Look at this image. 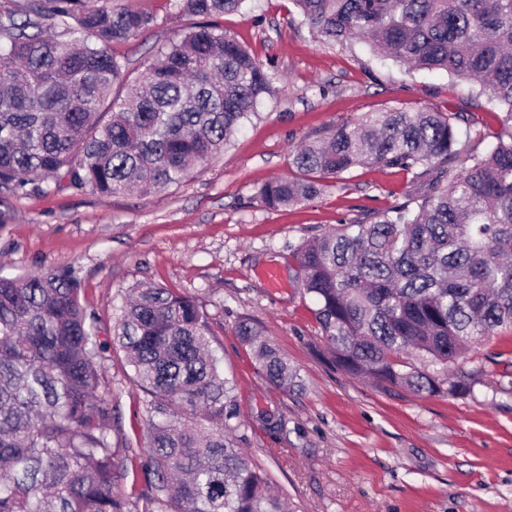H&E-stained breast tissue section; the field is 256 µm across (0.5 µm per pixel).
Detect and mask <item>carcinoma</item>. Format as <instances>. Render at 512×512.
Wrapping results in <instances>:
<instances>
[{
	"instance_id": "cac0c4a2",
	"label": "carcinoma",
	"mask_w": 512,
	"mask_h": 512,
	"mask_svg": "<svg viewBox=\"0 0 512 512\" xmlns=\"http://www.w3.org/2000/svg\"><path fill=\"white\" fill-rule=\"evenodd\" d=\"M248 0H179L190 29L137 73L113 52L154 25L114 0H24L0 14V186L103 196L165 189L202 171L257 115L273 75L219 19ZM338 43L470 80L500 111L489 134L456 112H363L291 154L262 183L270 209L318 197L326 178L378 166L413 192L298 244L303 294L336 365L417 394H463L456 363L512 331V0H292ZM68 268L0 276V512H129L117 491L112 346L146 395L142 468L157 512H285L234 432L240 412L198 302L151 282L124 293L113 331ZM266 380L298 375L249 321Z\"/></svg>"
}]
</instances>
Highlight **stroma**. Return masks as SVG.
I'll return each mask as SVG.
<instances>
[{"label":"stroma","mask_w":512,"mask_h":512,"mask_svg":"<svg viewBox=\"0 0 512 512\" xmlns=\"http://www.w3.org/2000/svg\"><path fill=\"white\" fill-rule=\"evenodd\" d=\"M120 2L156 19L113 47L138 70L193 23L177 0ZM222 24L275 77L257 116L203 172L162 191L0 188V275L74 268L83 304L106 325L123 291L140 281L196 297L240 408L241 446L288 512H512V333L472 346L462 364L478 372L469 393L385 389L332 363L314 303L298 286L293 246L403 201L411 175L359 168L287 208L254 197L261 183L289 174L293 147L360 113L430 106L496 133L495 107L469 81L409 71L362 42L313 35L291 0H249ZM269 269L280 287L267 282ZM244 319L266 331L297 371L298 387L265 380L237 334ZM108 366L112 445L128 451L118 490L131 512H142L150 494L141 469L144 394L122 349L113 348ZM268 414L281 429L267 427Z\"/></svg>","instance_id":"obj_1"}]
</instances>
